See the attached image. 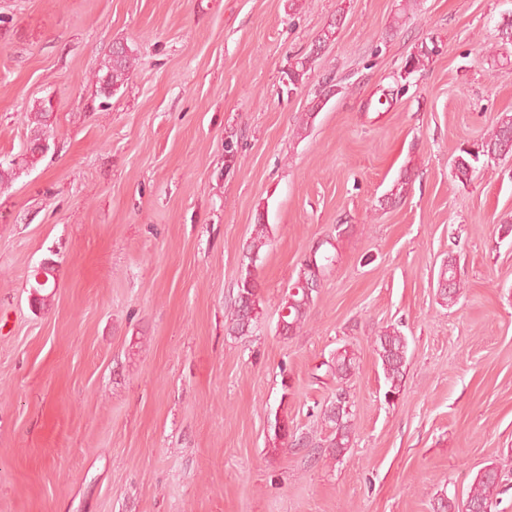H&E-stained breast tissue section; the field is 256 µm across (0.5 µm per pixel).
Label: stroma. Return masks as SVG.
I'll use <instances>...</instances> for the list:
<instances>
[{
    "mask_svg": "<svg viewBox=\"0 0 512 512\" xmlns=\"http://www.w3.org/2000/svg\"><path fill=\"white\" fill-rule=\"evenodd\" d=\"M508 16L512 0H0V161L40 106L51 133L0 186V512H434L490 464L512 512V157L454 174L512 113ZM118 42L133 68L107 98L95 74ZM260 219L262 319L239 338ZM327 238L336 262L283 338L280 299ZM388 325L408 339L391 402L373 349ZM343 346L356 430L339 461L319 415ZM282 407L311 447L269 448ZM340 24L341 19H335V21L328 24V27L323 30L317 38V41H315L308 55L296 61L294 67L288 71L289 85L296 86L302 83L305 76L308 75V72L312 69V64L315 61L314 58L319 55L327 44L335 40V34ZM440 277H443L446 281H451L450 288L440 289V296L445 303L451 304L455 302L456 298L460 295L461 281L457 277L456 272V260L452 257H448V260L444 261ZM355 354L346 347L337 348L329 359L322 362L321 367H326V374L336 379V382L343 383L353 374L355 369Z\"/></svg>",
    "mask_w": 512,
    "mask_h": 512,
    "instance_id": "35a3bbf8",
    "label": "stroma"
}]
</instances>
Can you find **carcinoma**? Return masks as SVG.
<instances>
[{
	"instance_id": "obj_1",
	"label": "carcinoma",
	"mask_w": 512,
	"mask_h": 512,
	"mask_svg": "<svg viewBox=\"0 0 512 512\" xmlns=\"http://www.w3.org/2000/svg\"><path fill=\"white\" fill-rule=\"evenodd\" d=\"M341 20L337 19L326 27L315 41L308 55L296 61L294 67L288 71V84L295 86L303 81L312 69L314 58L324 47L335 40V34L339 29ZM132 69V57L127 48L119 44L112 48V53L101 65L102 74L97 76L100 90L107 95H112L125 81L128 80ZM49 113H34V126L30 129L29 146L26 147L25 158L20 162L9 161L6 165L0 164V184L8 183L16 179L20 170L34 165L43 153L36 152L31 146L33 140L44 133L48 126ZM512 154V114L504 113L499 118L493 129L483 138L477 150H461L458 155L457 178L461 183H466L474 171V164L480 159L490 161L501 153ZM269 237L268 226L257 222L254 227V236L250 245L251 260L259 257L260 250L267 245ZM333 243L326 239L317 244L312 256L320 272H325L336 262V254L330 250ZM313 271L309 262H303L294 285L287 289L280 301V311L283 316L282 336L288 338L297 334L304 326L308 311L314 302V297L307 296L300 284L311 279ZM440 276L450 281V287L440 290V296L448 304L455 302L460 295L461 281L457 277L456 260L448 258L444 261ZM237 300L231 314L228 326L232 336H247L257 327L260 319V299L258 297V282L249 275L240 277L237 283ZM374 351L381 364L386 397H391L400 392L402 381L407 368L408 341L397 328L386 326L382 328L374 339ZM355 354L348 348L336 349L329 359L322 362L326 367V374L341 383L348 380L355 369ZM320 419L331 429L334 437L329 443L330 451L336 459L341 460L350 448L352 434L355 431V415L352 404L344 388L336 389L334 399L321 410ZM269 447L296 448L303 445V438L296 436L293 431V421L288 419V412L283 411L274 415V422L270 426ZM504 479L501 471L496 466H488L478 471L470 486L466 497V503L470 505L472 512H497L504 494Z\"/></svg>"
}]
</instances>
